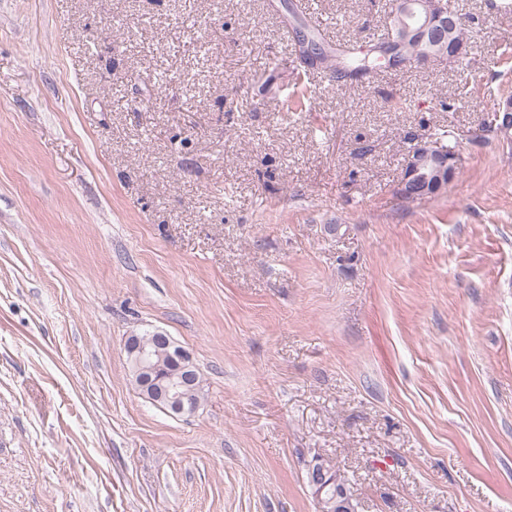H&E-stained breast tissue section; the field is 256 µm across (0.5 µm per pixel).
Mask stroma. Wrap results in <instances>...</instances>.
<instances>
[{
	"mask_svg": "<svg viewBox=\"0 0 512 512\" xmlns=\"http://www.w3.org/2000/svg\"><path fill=\"white\" fill-rule=\"evenodd\" d=\"M303 2L0 0V512H319L316 457L357 512H512V11L351 82ZM311 2L357 54L390 0ZM438 136L460 169L403 199ZM152 331L195 414L137 388ZM124 348L136 372L140 391L147 399L163 402L172 416L198 410L199 402L193 394L201 388V382L189 350L159 331L127 336ZM163 363L169 368L160 376Z\"/></svg>",
	"mask_w": 512,
	"mask_h": 512,
	"instance_id": "35a3bbf8",
	"label": "stroma"
}]
</instances>
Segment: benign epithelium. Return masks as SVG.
<instances>
[{
  "mask_svg": "<svg viewBox=\"0 0 512 512\" xmlns=\"http://www.w3.org/2000/svg\"><path fill=\"white\" fill-rule=\"evenodd\" d=\"M393 14L407 21V33L415 40L429 41L421 61L463 57L464 41L448 39L460 25L451 0H394ZM490 129L507 134L512 129V100L495 107ZM460 155L448 153L437 144L419 143L412 151L399 193L409 199H421L448 185ZM125 351L136 372L140 391L153 401H160L167 412L180 416L197 411L199 402L193 394L201 388L192 353L170 336L154 331L126 338Z\"/></svg>",
  "mask_w": 512,
  "mask_h": 512,
  "instance_id": "7a95c632",
  "label": "benign epithelium"
}]
</instances>
